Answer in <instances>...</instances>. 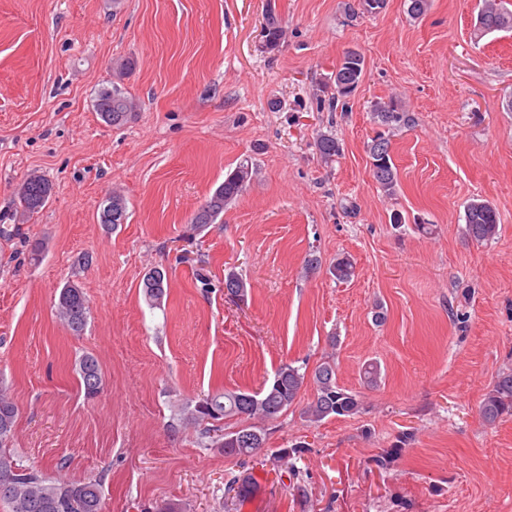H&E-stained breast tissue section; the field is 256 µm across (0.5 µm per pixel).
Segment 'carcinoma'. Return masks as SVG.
I'll return each mask as SVG.
<instances>
[{
    "label": "carcinoma",
    "instance_id": "carcinoma-1",
    "mask_svg": "<svg viewBox=\"0 0 512 512\" xmlns=\"http://www.w3.org/2000/svg\"><path fill=\"white\" fill-rule=\"evenodd\" d=\"M266 43L275 48L283 33L282 21L273 6H268L265 16ZM512 31V9L504 6L503 0H483L474 23L475 37H484L492 32ZM365 61L356 51L346 52L336 68L334 89L329 97V106L337 108L357 90L363 74ZM95 107L101 118L113 125L121 126L131 117L133 103L124 89L117 84L98 91ZM376 112L386 126L404 122L403 113L391 102L378 104ZM316 149L325 160L340 154L339 141L321 134L315 141ZM370 171L373 180L387 195L396 192L397 172L393 164L389 139L382 134L374 136L369 145ZM252 178V168L242 162L213 192L204 207L197 211L190 222L189 236L195 237L216 221L224 212V206L234 200ZM52 186L48 180L31 175L18 189L21 209L33 214L42 209L49 200ZM107 199L112 201V212L118 214L116 224L126 223L128 204L125 195L112 192ZM465 234L477 243L489 242L498 234V212L488 201L475 200L465 208ZM330 273L338 281H348L355 275V268L347 257L336 259ZM141 288L146 302L152 308L163 306L168 291L165 270L155 267L142 278ZM56 313L59 321L73 335L79 336L88 324L90 307L83 288L75 281L66 282L59 291ZM80 385L88 398H95L103 390V378L97 358L83 355L76 363ZM307 373L290 363H283L273 379L259 392L225 390L213 392L199 399L193 408L186 409L185 419L197 423H214L226 419L270 420L292 407L305 384ZM314 397L303 409L302 415L310 423H319L326 418L355 415L362 409L359 395L345 389L337 382L336 362L326 359L318 364L312 374ZM479 412L482 420L493 425L512 416V369L501 372L491 389L484 395ZM18 408L12 397L0 390V503H5L10 512H103V500L99 483L89 480L47 478L35 471L22 469L10 452L9 443L14 436ZM266 435L263 429L242 425L218 435L212 441L215 448L224 449V455L246 457L254 455L264 447ZM228 490L235 497L246 500L256 491L251 478L229 480Z\"/></svg>",
    "mask_w": 512,
    "mask_h": 512
}]
</instances>
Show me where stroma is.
<instances>
[{"instance_id": "35a3bbf8", "label": "stroma", "mask_w": 512, "mask_h": 512, "mask_svg": "<svg viewBox=\"0 0 512 512\" xmlns=\"http://www.w3.org/2000/svg\"><path fill=\"white\" fill-rule=\"evenodd\" d=\"M271 3L285 30L273 50ZM354 3L0 0V387L19 408L21 467L99 480L105 512H512V418L479 415L512 368V32L473 38L482 0H431L417 20L408 0L377 14ZM351 50L365 58L357 91L344 110L319 109ZM121 61L137 110L116 127L94 101ZM389 101L409 117L386 131L391 196L368 150ZM324 133L342 146L330 163L315 148ZM244 160L253 180L188 239ZM31 174L52 185L33 215L17 203ZM115 189L129 217L109 230L100 204ZM475 199L499 214L484 244L464 234ZM32 239L46 244L36 266ZM312 256L322 269L308 275ZM343 256L346 283L328 272ZM154 267L168 273L161 309L140 288ZM200 267L213 289L198 288ZM231 271L245 300L224 294ZM70 280L91 310L79 336L55 312ZM86 353L105 380L94 399L75 372ZM328 357L361 411L306 422V383L262 422L253 457L225 456L206 425L178 416L211 392L263 389L282 363L311 372ZM370 362L375 386L361 376ZM295 444L293 480L272 454ZM235 476L258 485L240 507Z\"/></svg>"}]
</instances>
